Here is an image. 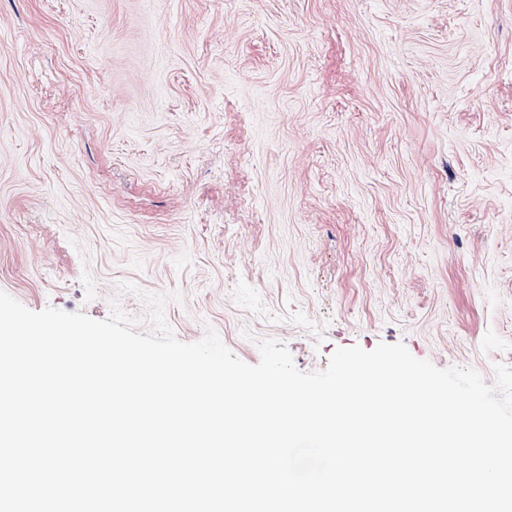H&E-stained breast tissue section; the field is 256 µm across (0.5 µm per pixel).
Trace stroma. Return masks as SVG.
<instances>
[{"label":"stroma","mask_w":512,"mask_h":512,"mask_svg":"<svg viewBox=\"0 0 512 512\" xmlns=\"http://www.w3.org/2000/svg\"><path fill=\"white\" fill-rule=\"evenodd\" d=\"M135 284L136 292L126 291ZM0 291L325 369L512 365V0H0Z\"/></svg>","instance_id":"obj_1"}]
</instances>
